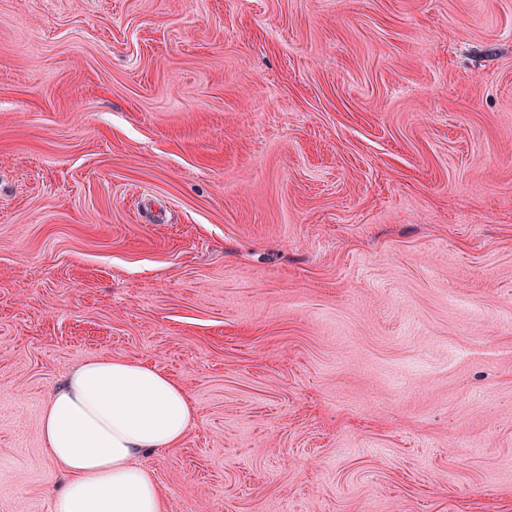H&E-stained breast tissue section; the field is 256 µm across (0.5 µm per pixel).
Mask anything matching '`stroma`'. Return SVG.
<instances>
[{
    "label": "stroma",
    "mask_w": 512,
    "mask_h": 512,
    "mask_svg": "<svg viewBox=\"0 0 512 512\" xmlns=\"http://www.w3.org/2000/svg\"><path fill=\"white\" fill-rule=\"evenodd\" d=\"M94 357L168 512H512V0H0V512Z\"/></svg>",
    "instance_id": "35a3bbf8"
}]
</instances>
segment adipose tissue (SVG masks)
Here are the masks:
<instances>
[{"instance_id": "1", "label": "adipose tissue", "mask_w": 512, "mask_h": 512, "mask_svg": "<svg viewBox=\"0 0 512 512\" xmlns=\"http://www.w3.org/2000/svg\"><path fill=\"white\" fill-rule=\"evenodd\" d=\"M193 423L187 392L162 371L124 358L86 360L41 416L44 450L67 476L51 512H166L141 458L177 445Z\"/></svg>"}]
</instances>
